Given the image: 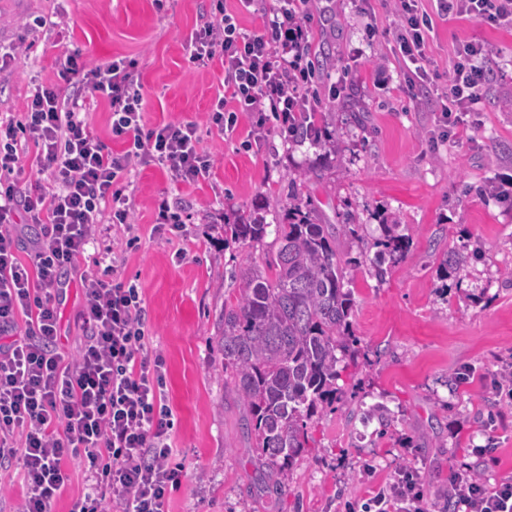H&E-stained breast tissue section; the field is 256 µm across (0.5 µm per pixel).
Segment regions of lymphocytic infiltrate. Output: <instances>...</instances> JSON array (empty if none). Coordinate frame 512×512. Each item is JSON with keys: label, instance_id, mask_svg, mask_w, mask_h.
I'll use <instances>...</instances> for the list:
<instances>
[{"label": "lymphocytic infiltrate", "instance_id": "1", "mask_svg": "<svg viewBox=\"0 0 512 512\" xmlns=\"http://www.w3.org/2000/svg\"><path fill=\"white\" fill-rule=\"evenodd\" d=\"M312 0H274L260 31L237 23L224 0H213V22L196 30L189 60L207 66L221 59L223 93L209 123L235 130L239 115L255 114L249 133L257 143L274 119L281 136L322 103L307 79ZM398 0L394 52L406 71L405 93L429 94L434 78L426 47L434 17L469 19L512 27V0ZM489 50L465 42L440 95L439 122L466 130L468 116L489 89ZM61 77L73 87L61 96L38 86L20 120H0V469L17 470L24 495L18 512H50L76 460L89 473V490L71 512H168L181 469L171 467L168 443L174 427L164 399L165 359L147 346L146 311L136 284L87 272L80 277L83 305L77 313L86 337L69 357L57 347L59 297L64 275L95 241L97 225L126 224L130 198L124 183L135 166L154 165L178 185L208 175L213 160L201 147L193 122L144 124L145 98L134 60L107 66L66 55ZM102 97L112 112L115 153L90 131L86 101ZM36 168L48 175L21 189L26 145ZM41 229L30 263L18 257L20 224ZM446 493L453 512H512V477L487 484L469 469L452 471ZM413 471L399 470L362 504V512H429Z\"/></svg>", "mask_w": 512, "mask_h": 512}]
</instances>
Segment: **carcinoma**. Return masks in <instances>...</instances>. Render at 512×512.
<instances>
[{"mask_svg":"<svg viewBox=\"0 0 512 512\" xmlns=\"http://www.w3.org/2000/svg\"><path fill=\"white\" fill-rule=\"evenodd\" d=\"M288 223L268 224L256 212L224 225V243L266 247L262 262L232 273L240 282L237 302L224 306L218 334L224 392L249 410L256 448L280 491L308 443L307 422L336 403L341 355L356 343L350 332L354 301L345 287L346 261L336 249V230L322 223L301 185L288 180ZM397 223L383 225L373 267L381 278L387 261L398 263L409 240ZM272 242H265L269 232Z\"/></svg>","mask_w":512,"mask_h":512,"instance_id":"carcinoma-1","label":"carcinoma"}]
</instances>
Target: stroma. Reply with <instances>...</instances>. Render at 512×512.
<instances>
[{"instance_id": "1", "label": "stroma", "mask_w": 512, "mask_h": 512, "mask_svg": "<svg viewBox=\"0 0 512 512\" xmlns=\"http://www.w3.org/2000/svg\"><path fill=\"white\" fill-rule=\"evenodd\" d=\"M310 54L321 61L315 85L327 94L342 74L348 88L333 100L325 127L337 150L271 133L242 146L253 118L219 133L207 120L222 66L192 64L191 35L210 18V0H0V46L13 57L0 69V117H18L39 85H62L59 59L80 51L105 65L136 59L146 126L193 121L214 159L209 176L186 186L159 167L132 171L126 193L130 225L103 224L96 243L64 276L59 349L85 339L76 314L82 272L101 256L115 278L139 285L148 313V344L166 361V396L174 415L173 463L188 477L170 495V512H347L402 468L414 470L436 512L450 470L478 466L486 480L512 476V397L497 391L512 363V205L482 197L490 179L512 175V28L466 19L437 21L427 55L448 81L457 45L477 38L491 49L489 92L475 107L478 124L462 139L443 138L437 106L401 89L403 66L392 48L393 0H316ZM376 21L378 33L365 40ZM323 179L303 195L326 223L355 224L339 244L351 260L358 340L340 364L334 409L308 423V444L288 493L259 492L262 468L246 409L224 392L212 337L225 303L239 294L232 268L261 249L225 244L224 226L254 212L283 222L287 185L312 164ZM190 202L183 232L153 230L161 198ZM399 221L410 244L405 259L377 278L370 264L383 225ZM466 257L446 265L449 253ZM380 403L387 424L363 423ZM488 449L477 464L473 448Z\"/></svg>"}]
</instances>
